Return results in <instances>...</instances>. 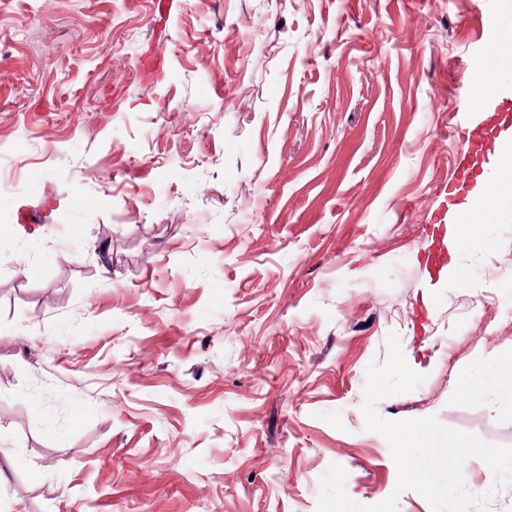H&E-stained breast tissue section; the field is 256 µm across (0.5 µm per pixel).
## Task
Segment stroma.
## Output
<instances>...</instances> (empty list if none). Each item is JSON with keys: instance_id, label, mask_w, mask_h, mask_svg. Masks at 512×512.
<instances>
[{"instance_id": "35a3bbf8", "label": "stroma", "mask_w": 512, "mask_h": 512, "mask_svg": "<svg viewBox=\"0 0 512 512\" xmlns=\"http://www.w3.org/2000/svg\"><path fill=\"white\" fill-rule=\"evenodd\" d=\"M505 25L501 0H0V512H316L333 464L379 503L362 391L392 332L427 379L384 418L512 446V392L468 388L512 357V204L435 228Z\"/></svg>"}]
</instances>
